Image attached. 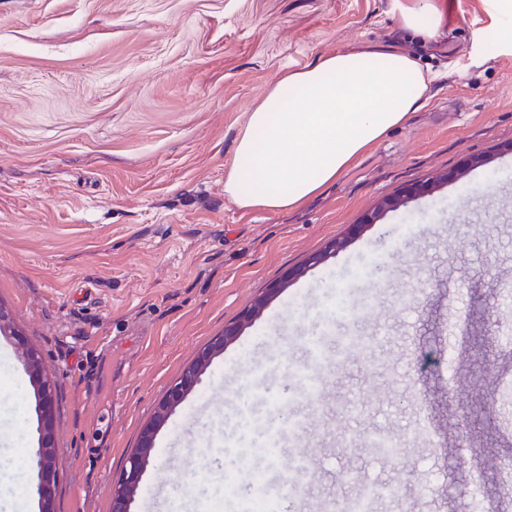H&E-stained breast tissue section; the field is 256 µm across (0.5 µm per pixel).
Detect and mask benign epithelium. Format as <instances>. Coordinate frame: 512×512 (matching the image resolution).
<instances>
[{
    "label": "benign epithelium",
    "mask_w": 512,
    "mask_h": 512,
    "mask_svg": "<svg viewBox=\"0 0 512 512\" xmlns=\"http://www.w3.org/2000/svg\"><path fill=\"white\" fill-rule=\"evenodd\" d=\"M484 163L485 160L482 158H470L458 171L412 185L400 197L381 200L373 210L362 216L360 222L354 226V231L360 232L378 223L388 212L396 211L413 200L433 194L448 181H458L463 178L467 169L479 167ZM347 244L346 237L329 241L323 251L308 258L306 265L313 267L324 263L329 257L346 248ZM287 286L286 280L272 284L266 294L258 299L237 323L224 327V334L214 338L196 359L183 369L178 381L169 388L153 416L142 426L137 447L129 454L122 477L112 493L111 512H131L132 503L140 491L143 475L154 454L155 440L160 429L166 424L172 412L199 384L212 359L222 354L225 347L234 343L242 329L250 325L264 311L268 302ZM0 336L14 340L29 374L38 416V447L35 450L37 483L34 491L40 501L41 512H55L54 501L59 482V470L55 451L54 380L44 366L38 347L19 330L11 309L2 303H0Z\"/></svg>",
    "instance_id": "benign-epithelium-1"
}]
</instances>
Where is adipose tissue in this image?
<instances>
[{
  "label": "adipose tissue",
  "instance_id": "1",
  "mask_svg": "<svg viewBox=\"0 0 512 512\" xmlns=\"http://www.w3.org/2000/svg\"><path fill=\"white\" fill-rule=\"evenodd\" d=\"M401 29L434 36L445 0H395ZM432 76L389 43L317 58L282 74L252 108L224 176L242 209L287 212L320 193L428 101Z\"/></svg>",
  "mask_w": 512,
  "mask_h": 512
}]
</instances>
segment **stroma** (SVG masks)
<instances>
[{"label": "stroma", "instance_id": "obj_1", "mask_svg": "<svg viewBox=\"0 0 512 512\" xmlns=\"http://www.w3.org/2000/svg\"><path fill=\"white\" fill-rule=\"evenodd\" d=\"M492 10L448 0L420 41L394 0H0V302L57 383V512H110L183 368L297 267L158 432L133 512L187 495L232 512L228 482L275 476L295 485L278 512H344L366 484L387 490L373 512H512L503 473L477 468L512 458V54L473 41ZM381 41L435 74L427 104L295 210L230 202L224 174L269 87ZM470 157L486 163L305 267L378 201ZM316 345L320 392L304 377ZM381 431L393 456L370 444ZM37 437L0 338V512H39Z\"/></svg>", "mask_w": 512, "mask_h": 512}]
</instances>
